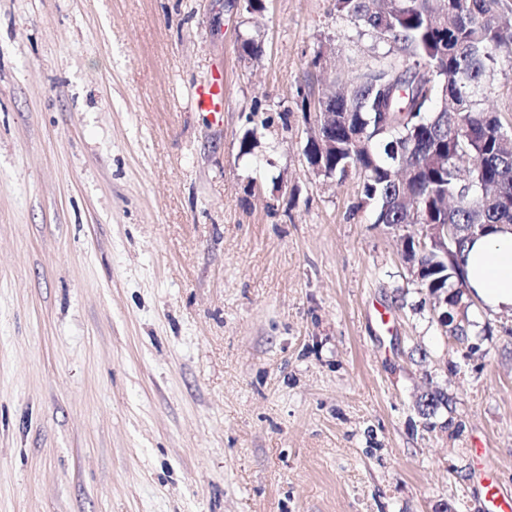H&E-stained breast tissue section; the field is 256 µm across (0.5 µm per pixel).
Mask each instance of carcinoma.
I'll use <instances>...</instances> for the list:
<instances>
[{
    "label": "carcinoma",
    "mask_w": 512,
    "mask_h": 512,
    "mask_svg": "<svg viewBox=\"0 0 512 512\" xmlns=\"http://www.w3.org/2000/svg\"><path fill=\"white\" fill-rule=\"evenodd\" d=\"M439 0H334V10L388 45L387 61L348 79L352 94L336 99L343 116L335 146L318 158L341 178L354 170L377 224H450L466 236L474 224L512 226V142L486 107L494 65L512 48V24L502 0H455L438 15ZM422 257L419 286L431 294L468 288L461 263ZM448 395L422 396L425 417Z\"/></svg>",
    "instance_id": "obj_1"
}]
</instances>
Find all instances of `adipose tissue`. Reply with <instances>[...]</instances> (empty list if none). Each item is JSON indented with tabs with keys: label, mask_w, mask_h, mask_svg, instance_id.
I'll return each mask as SVG.
<instances>
[{
	"label": "adipose tissue",
	"mask_w": 512,
	"mask_h": 512,
	"mask_svg": "<svg viewBox=\"0 0 512 512\" xmlns=\"http://www.w3.org/2000/svg\"><path fill=\"white\" fill-rule=\"evenodd\" d=\"M466 280L481 304L494 313H512V229L474 239L465 253Z\"/></svg>",
	"instance_id": "obj_1"
}]
</instances>
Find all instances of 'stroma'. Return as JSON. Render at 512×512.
Masks as SVG:
<instances>
[{
    "label": "stroma",
    "instance_id": "obj_1",
    "mask_svg": "<svg viewBox=\"0 0 512 512\" xmlns=\"http://www.w3.org/2000/svg\"><path fill=\"white\" fill-rule=\"evenodd\" d=\"M385 50L333 0H0V512H484L481 448L512 488V314L448 339L419 225L303 154ZM197 105L206 112L218 114L224 110V71L216 69L196 87Z\"/></svg>",
    "mask_w": 512,
    "mask_h": 512
}]
</instances>
